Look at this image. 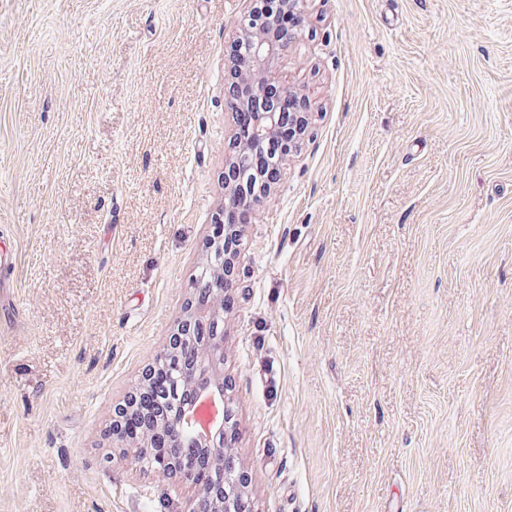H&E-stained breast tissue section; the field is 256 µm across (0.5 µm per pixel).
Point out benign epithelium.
Here are the masks:
<instances>
[{
  "label": "benign epithelium",
  "instance_id": "1",
  "mask_svg": "<svg viewBox=\"0 0 512 512\" xmlns=\"http://www.w3.org/2000/svg\"><path fill=\"white\" fill-rule=\"evenodd\" d=\"M305 0H276L267 3L263 10L255 9L259 0H252L254 8L241 24V34L234 41L229 59L231 82L228 94L233 110L248 109L253 115L250 138L245 145L238 146L226 161L224 169V206L255 211L263 196L270 190L259 186L265 182L263 172L247 166L251 154L263 147L277 132L283 115L277 111L276 102L266 94V85L275 79L274 62L287 50L294 35L287 32L275 36L268 32L274 26L275 15L280 10L301 11ZM210 256L223 260V267L212 273L210 280L199 281L196 294L206 301H195L188 305L186 315L180 320L169 337L168 345L156 353L143 373V383H148L152 372L161 358L177 354L192 341L196 349L185 361L183 367L186 390L198 395H211L218 405H223L225 392L231 387L224 377V328L215 314V306H224V290L232 284L234 268L224 260V236L215 235L208 243ZM141 389L133 391L127 399L112 410L110 435L119 447L125 446V420L133 416ZM237 433V423L229 411L202 435L209 448H222L224 455L213 456L211 463L224 460V478L202 487L180 512H248L251 509L245 495L248 475L241 469L235 456L229 452L232 447L230 436ZM160 472L168 479L193 485V473L183 469L175 460L162 461Z\"/></svg>",
  "mask_w": 512,
  "mask_h": 512
}]
</instances>
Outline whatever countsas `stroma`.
Returning <instances> with one entry per match:
<instances>
[{"label":"stroma","mask_w":512,"mask_h":512,"mask_svg":"<svg viewBox=\"0 0 512 512\" xmlns=\"http://www.w3.org/2000/svg\"><path fill=\"white\" fill-rule=\"evenodd\" d=\"M248 0H0V512H174L106 437L207 263ZM311 112L243 227L255 512H512V0H307Z\"/></svg>","instance_id":"stroma-1"}]
</instances>
